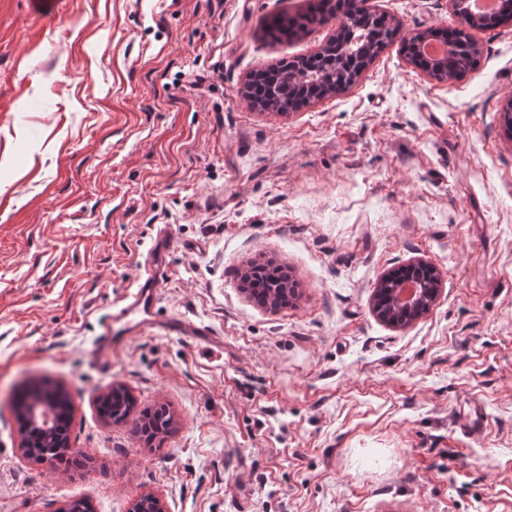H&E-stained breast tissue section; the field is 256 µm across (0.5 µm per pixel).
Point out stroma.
<instances>
[{"label":"stroma","mask_w":512,"mask_h":512,"mask_svg":"<svg viewBox=\"0 0 512 512\" xmlns=\"http://www.w3.org/2000/svg\"><path fill=\"white\" fill-rule=\"evenodd\" d=\"M365 2L398 39L279 113L250 74L338 24H264L316 0H0V512H512V22L440 81L401 41L459 26L450 0ZM162 233L156 326L94 358ZM270 259L297 284L277 308L241 279ZM417 260L438 296L389 325L376 288ZM46 383L86 471L21 446L16 397ZM117 386L168 407L162 445L100 417ZM322 15L317 18L316 16H306L301 19V22L292 23L287 20L277 19L269 27V34L275 40H281L292 36H298L300 32H304L309 25L313 24L317 20H321ZM296 26V30H294Z\"/></svg>","instance_id":"stroma-1"}]
</instances>
